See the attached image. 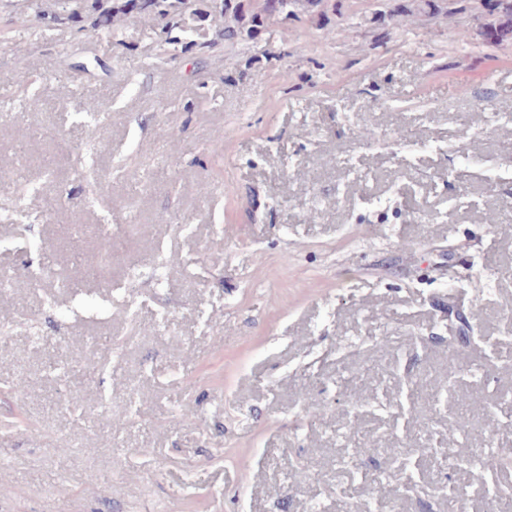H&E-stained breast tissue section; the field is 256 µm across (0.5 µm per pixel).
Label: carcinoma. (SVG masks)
<instances>
[{"instance_id":"carcinoma-1","label":"carcinoma","mask_w":512,"mask_h":512,"mask_svg":"<svg viewBox=\"0 0 512 512\" xmlns=\"http://www.w3.org/2000/svg\"><path fill=\"white\" fill-rule=\"evenodd\" d=\"M28 9L41 21H56V0H29ZM206 4V9L196 8L202 17H213L224 21V32L220 36L226 42H233L237 36L235 25L240 23L246 11H251V23L259 27L265 23L274 24L296 17L301 13H323L336 8L332 0H72L67 19L79 22L86 15L94 17V26L104 29L109 35L126 23L136 10H150L164 22L167 33L165 43H192L191 31L179 28L176 17L180 12L193 7L194 3ZM477 19L484 25L483 36L489 43L497 44L512 39V0H478ZM423 15L429 20L448 16L444 0H412V3L391 11L390 17L400 26L412 18ZM180 35H172L175 29Z\"/></svg>"}]
</instances>
